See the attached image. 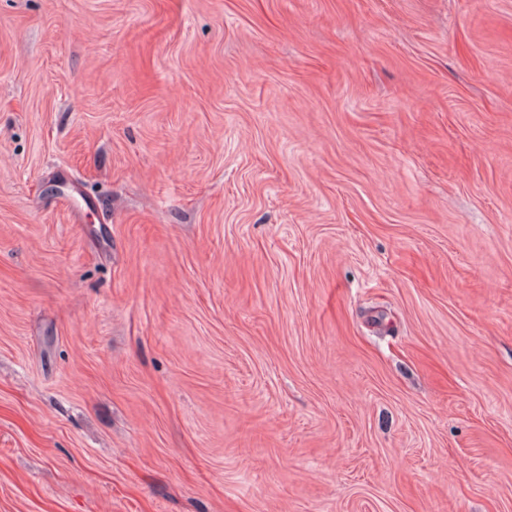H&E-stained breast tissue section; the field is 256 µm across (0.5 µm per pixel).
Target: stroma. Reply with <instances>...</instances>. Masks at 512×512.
<instances>
[{
    "label": "stroma",
    "mask_w": 512,
    "mask_h": 512,
    "mask_svg": "<svg viewBox=\"0 0 512 512\" xmlns=\"http://www.w3.org/2000/svg\"><path fill=\"white\" fill-rule=\"evenodd\" d=\"M0 512H512V0H0Z\"/></svg>",
    "instance_id": "stroma-1"
}]
</instances>
